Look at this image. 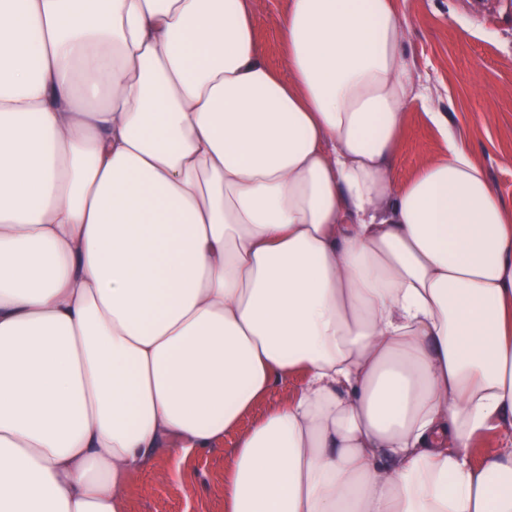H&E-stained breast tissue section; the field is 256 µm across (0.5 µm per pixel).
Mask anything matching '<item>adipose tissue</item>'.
I'll return each instance as SVG.
<instances>
[{"label": "adipose tissue", "mask_w": 512, "mask_h": 512, "mask_svg": "<svg viewBox=\"0 0 512 512\" xmlns=\"http://www.w3.org/2000/svg\"><path fill=\"white\" fill-rule=\"evenodd\" d=\"M0 0V512H126L238 440L224 512H512V204L395 0ZM286 0H253V18L260 48L270 65L287 73L286 59L278 36V23ZM423 105L412 104L407 115L406 133L396 157V169L401 180L412 177L441 150L438 133L424 120ZM301 380L288 379L244 416L238 427L224 434V441L185 457L179 466L167 456L131 484L128 512H224V471L228 449L235 448L241 434L270 408L298 390ZM192 490V493L189 491Z\"/></svg>", "instance_id": "1"}]
</instances>
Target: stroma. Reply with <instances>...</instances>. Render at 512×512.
<instances>
[{
    "label": "stroma",
    "instance_id": "1",
    "mask_svg": "<svg viewBox=\"0 0 512 512\" xmlns=\"http://www.w3.org/2000/svg\"><path fill=\"white\" fill-rule=\"evenodd\" d=\"M406 30L413 78L425 100L410 106L396 157L406 180L441 150L425 110L444 113L468 143L501 198L512 202V0H396ZM260 48L270 65L286 70L278 23L286 0H252ZM293 378L244 416L222 442L181 462L166 455L137 476L128 512H224L227 452L270 408L298 390Z\"/></svg>",
    "mask_w": 512,
    "mask_h": 512
}]
</instances>
